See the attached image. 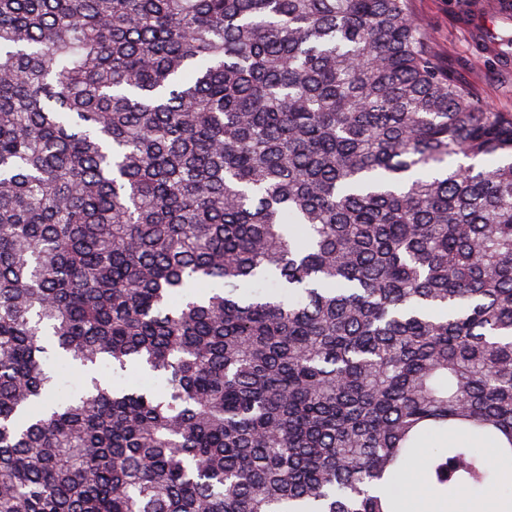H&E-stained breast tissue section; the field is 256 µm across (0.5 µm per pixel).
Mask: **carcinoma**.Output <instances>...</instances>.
Returning a JSON list of instances; mask_svg holds the SVG:
<instances>
[{"label":"carcinoma","mask_w":512,"mask_h":512,"mask_svg":"<svg viewBox=\"0 0 512 512\" xmlns=\"http://www.w3.org/2000/svg\"><path fill=\"white\" fill-rule=\"evenodd\" d=\"M492 482L512 499V113L411 0H0V512Z\"/></svg>","instance_id":"cac0c4a2"}]
</instances>
